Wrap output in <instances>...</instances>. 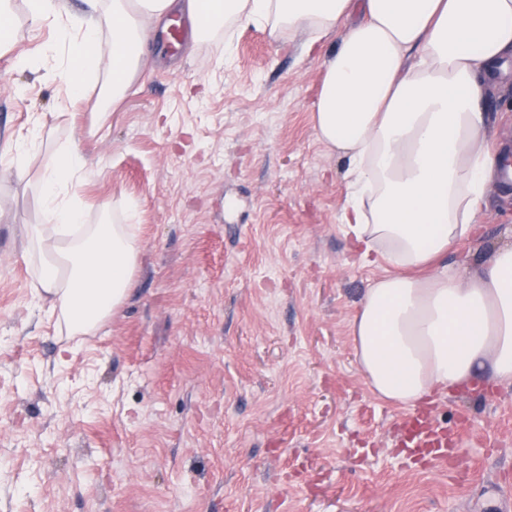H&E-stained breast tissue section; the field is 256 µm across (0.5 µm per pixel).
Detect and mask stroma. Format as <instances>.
<instances>
[{
  "instance_id": "1",
  "label": "stroma",
  "mask_w": 512,
  "mask_h": 512,
  "mask_svg": "<svg viewBox=\"0 0 512 512\" xmlns=\"http://www.w3.org/2000/svg\"><path fill=\"white\" fill-rule=\"evenodd\" d=\"M0 145L34 123L87 160L86 221L134 205L136 284L93 336L34 293L41 158L0 165V512H512V384L436 400L467 418L463 463L407 467L404 406L376 397L350 321L384 267L356 262L344 158L313 126L339 34L236 30L170 52L154 37L127 94L68 107L67 45L14 0ZM54 43L44 57L40 49ZM36 58L17 69L14 54ZM512 241V184L449 267Z\"/></svg>"
}]
</instances>
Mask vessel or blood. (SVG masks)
<instances>
[{
  "label": "vessel or blood",
  "mask_w": 512,
  "mask_h": 512,
  "mask_svg": "<svg viewBox=\"0 0 512 512\" xmlns=\"http://www.w3.org/2000/svg\"><path fill=\"white\" fill-rule=\"evenodd\" d=\"M403 431L398 445L413 451L426 448L434 467H447L449 461L459 460L463 443L457 429L442 424L431 411L415 410L405 414Z\"/></svg>",
  "instance_id": "1"
}]
</instances>
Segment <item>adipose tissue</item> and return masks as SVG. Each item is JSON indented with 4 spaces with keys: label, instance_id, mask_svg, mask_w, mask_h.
Masks as SVG:
<instances>
[{
    "label": "adipose tissue",
    "instance_id": "obj_1",
    "mask_svg": "<svg viewBox=\"0 0 512 512\" xmlns=\"http://www.w3.org/2000/svg\"><path fill=\"white\" fill-rule=\"evenodd\" d=\"M32 23L67 41L68 97L89 83L122 95L134 81L148 23L183 10L198 39L255 26L277 38L343 36L325 61L313 122L348 162L341 222L368 265L391 274L366 288L350 323L357 366L377 397L413 407L477 377L512 382V243L466 274L435 265L477 231L502 167L490 102L512 73V0H27ZM45 156L41 223L29 236L41 264L35 294L70 336H92L135 286L140 244L129 225L85 221L86 160L52 144L43 125L0 151Z\"/></svg>",
    "mask_w": 512,
    "mask_h": 512
}]
</instances>
